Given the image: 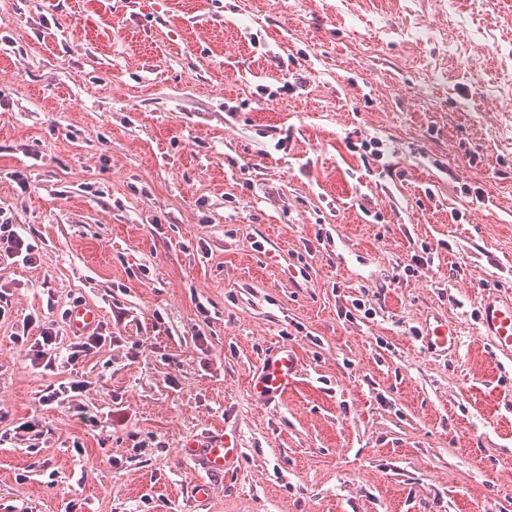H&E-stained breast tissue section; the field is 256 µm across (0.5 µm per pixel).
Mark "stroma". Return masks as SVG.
<instances>
[{"mask_svg": "<svg viewBox=\"0 0 512 512\" xmlns=\"http://www.w3.org/2000/svg\"><path fill=\"white\" fill-rule=\"evenodd\" d=\"M455 2L0 0V209L38 244L0 261V512H195L179 450L223 428L206 512H512V355L476 332L512 292V0ZM77 304L115 341L11 343L70 344ZM433 315L459 348L422 353ZM99 317V310L90 306L76 305L70 310L69 329L74 334L82 335L77 336L76 341L70 343L67 363L78 361L81 356H86L104 345L106 338L103 334L95 331L88 333L97 324ZM42 340L37 342L38 344V356L41 359H44V368L46 370L52 371L56 368V359L59 358L58 354L60 355L58 351L59 347H56V340H57V333L53 331V328L46 327L42 328V331L40 333ZM300 361L296 352L282 346L268 353L249 382L250 391L266 404L288 392L297 381ZM84 384L82 381H71L66 383H60L57 388L54 385H49L45 389V393L41 396V401L46 405L53 404L54 402H61L69 396V393H79L84 389ZM65 396V398H63ZM202 445H189L180 448V454L185 458L199 457L205 469L211 474L227 477L232 475L239 466L242 457V448L232 433L220 434L218 438L208 437Z\"/></svg>", "mask_w": 512, "mask_h": 512, "instance_id": "obj_1", "label": "stroma"}]
</instances>
